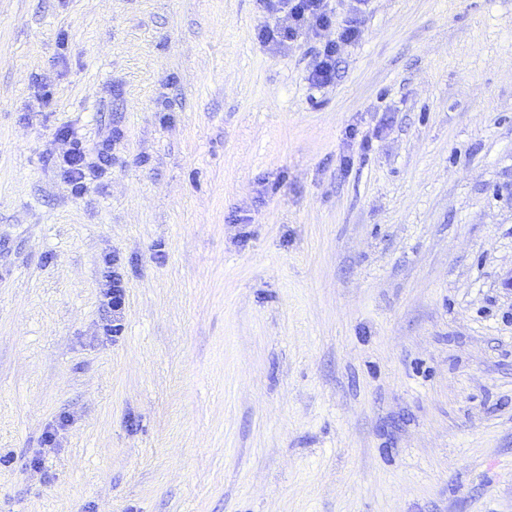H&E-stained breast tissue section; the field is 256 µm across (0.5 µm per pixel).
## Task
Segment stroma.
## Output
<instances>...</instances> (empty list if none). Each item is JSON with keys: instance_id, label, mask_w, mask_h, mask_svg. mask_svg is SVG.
<instances>
[{"instance_id": "1", "label": "stroma", "mask_w": 512, "mask_h": 512, "mask_svg": "<svg viewBox=\"0 0 512 512\" xmlns=\"http://www.w3.org/2000/svg\"><path fill=\"white\" fill-rule=\"evenodd\" d=\"M330 5L0 0V512H512V0ZM271 1L273 10L284 13L288 18V26H264L260 36L267 43L284 46L285 43L296 40L306 30L314 31L320 36L321 32L336 25V17L328 7V0ZM360 33L358 21L351 17L338 27L336 41L324 43L323 49L317 53L316 62L309 76L310 82L315 87H324L336 79V57L339 44L356 41ZM61 163L69 179L77 185L85 178L86 170H90V164L78 141H73L71 149L63 154Z\"/></svg>"}]
</instances>
